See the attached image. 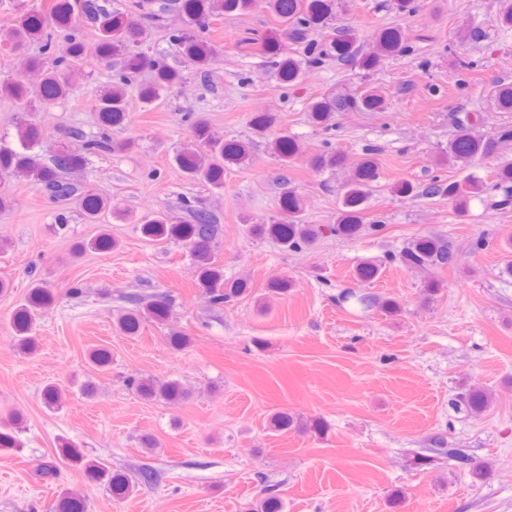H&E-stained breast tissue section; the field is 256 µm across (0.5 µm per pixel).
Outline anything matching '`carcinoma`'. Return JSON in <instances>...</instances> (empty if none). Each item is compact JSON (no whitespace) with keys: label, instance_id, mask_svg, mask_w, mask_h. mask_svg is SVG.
I'll list each match as a JSON object with an SVG mask.
<instances>
[{"label":"carcinoma","instance_id":"obj_1","mask_svg":"<svg viewBox=\"0 0 512 512\" xmlns=\"http://www.w3.org/2000/svg\"><path fill=\"white\" fill-rule=\"evenodd\" d=\"M249 0H171L168 6L182 12L187 18V28L170 35L185 58L200 70L212 65L219 51L203 36L210 24L224 20V14L242 10ZM273 14L282 24V29L267 35L262 43L261 53L275 69L283 85L295 82L303 69L318 67L329 57L336 56L343 61L361 58L368 69L376 68L381 59L406 51L398 28L390 26L382 29L377 38V50L359 56L355 41L344 34L325 43L313 37V31L323 24L332 13L334 0H269ZM88 23L99 32L97 41L89 46L81 37L82 24ZM147 29L143 24L131 19L124 12L112 6V0H50L43 7H33L22 12L14 25L0 34V43L9 51L25 54L32 43L40 44V53L26 58V66L41 73V81L30 85L21 78L0 82V93L27 105L36 104L42 112H49L54 105L65 99L70 91V75L73 64L87 61L89 65L109 72V84L95 99L94 107L101 124L107 128L121 126L128 121V89L139 85L138 93L142 102L153 104L167 96L184 79L182 71L169 65L161 58L147 52ZM152 72V81L138 84L141 71ZM494 94L500 108L512 111V84L499 83L494 86ZM383 97L378 90L371 88L356 97L345 91H336L327 97L311 103L308 111L316 123L326 121L330 113L353 109L368 112L382 108ZM182 121L189 128L193 147L185 148L176 157V162L185 176L194 182L215 188L224 185V170L232 165L245 163L250 155L249 145L238 140H227L218 134L207 117L194 112H186ZM467 122L465 130L453 139L448 146V161L464 169L476 159L495 152L497 145L506 148L512 144V128L499 130L495 140L485 139L473 132L475 122ZM276 122L270 113H257L251 119L253 133L266 135ZM19 147L0 146V184L9 178L22 175L42 186L51 201L56 204L73 202L90 223H97L112 211V198L104 197L92 190H79L66 180L64 174L78 168L85 162V156L122 151L130 148L134 138L114 141L102 132L98 136L85 137L78 148H70L64 140L71 133L63 132L60 142L51 151L49 158L42 157L35 149L43 146L40 128L21 117L15 121ZM272 153L286 163L298 154L295 141L286 135L275 138L270 143ZM376 149H367L366 157L356 166L346 184L343 195V209L337 223L325 227L300 222L301 202L295 191L287 189L280 199L282 217L269 224H254L251 230L258 236H267L288 251L311 248L323 230L346 238L359 236L366 229L376 225L363 223L362 204L368 195V187L377 177V162L373 158ZM497 185L506 189L504 198L494 202V206H507L512 203V162L501 163L496 171ZM482 181L468 175L462 181H452L444 187L437 182L419 190L414 185L403 182L399 186L402 194L432 198L448 193V198L462 209L469 198L483 191ZM191 221L180 224L167 213H157L137 220L144 236L155 240H174L183 243L193 257L198 272L199 285L210 301L215 304L232 301L247 291V284L241 280L224 277V268L215 264L213 245L219 226L214 215L204 209L190 210ZM116 246L108 233L100 234L89 245L79 244L75 251L81 253L92 248L107 253ZM389 261L403 267L419 271L431 267H451L455 263L453 244L433 236H421L411 240L398 252L389 254ZM49 289L36 282L28 295L13 313L12 328L17 347L24 353L36 347L33 327L40 314L52 303ZM134 308L117 318L120 330L127 334L137 333L142 322L151 319L157 322L166 320L169 301L164 296L136 297ZM127 385L140 396L152 400L179 402L189 397L187 391L176 380H160L153 377L131 376ZM460 403L474 416L483 414L491 404V395L482 389H468L461 395ZM22 422V416L13 414L8 424L0 425V450L17 447L12 430ZM273 430L287 432L297 428L295 417L278 411L270 418ZM443 455L458 466L469 467L475 483H483L488 477V469L481 463L474 464L462 448H430L428 453L416 452L414 463L429 466L434 456ZM65 464L81 470L92 482L107 486L117 497H127L135 491L132 479L112 471L104 462L89 458L80 449L69 443L59 446L58 461L46 463L40 476L51 480L58 473V464ZM283 499L273 493L259 499L253 512H284ZM84 496L73 491L61 493L55 512H84Z\"/></svg>","mask_w":512,"mask_h":512}]
</instances>
